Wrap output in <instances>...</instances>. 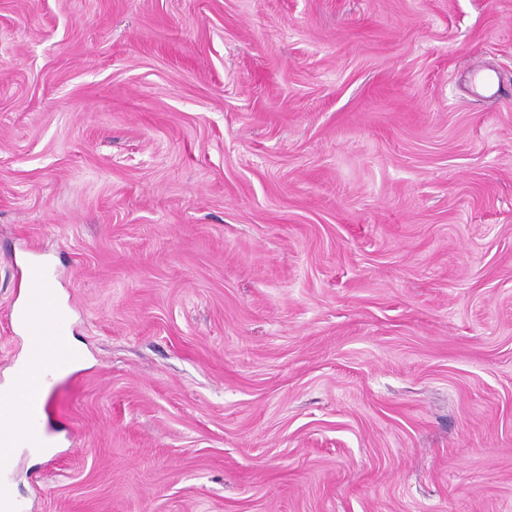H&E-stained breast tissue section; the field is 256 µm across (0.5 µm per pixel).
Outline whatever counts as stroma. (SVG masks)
I'll return each mask as SVG.
<instances>
[{"label": "stroma", "instance_id": "obj_1", "mask_svg": "<svg viewBox=\"0 0 512 512\" xmlns=\"http://www.w3.org/2000/svg\"><path fill=\"white\" fill-rule=\"evenodd\" d=\"M38 258L29 512H512V0H0V384ZM48 279L51 288H46L39 280H29L24 299L9 308L8 318L13 324L26 328V336H29L30 341V357L34 361L48 357L62 363L66 354L57 336H65L67 323L56 316L59 298L52 289L50 273ZM67 348L73 355L71 363L63 368L52 370L45 364H25L24 358L16 365L12 380L6 384L0 391V403L6 402L13 410L17 419L25 413L38 409L43 406L49 389L50 380H58L77 367L85 360V350L72 336L65 339ZM50 407L46 403L41 409L30 412L27 417V423L31 430L39 429L41 426L47 430ZM45 436L49 439L44 429Z\"/></svg>", "mask_w": 512, "mask_h": 512}]
</instances>
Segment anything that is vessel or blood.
<instances>
[{
    "label": "vessel or blood",
    "mask_w": 512,
    "mask_h": 512,
    "mask_svg": "<svg viewBox=\"0 0 512 512\" xmlns=\"http://www.w3.org/2000/svg\"><path fill=\"white\" fill-rule=\"evenodd\" d=\"M58 301L54 289L32 279L26 284L24 299L8 310L9 320L25 327L33 360L48 357L61 363L66 359L58 338L66 334L67 324L56 315ZM0 444L7 447L6 452L0 453V512H25L24 504L12 496L9 486L15 465L13 451L25 447L26 442L21 435L4 432L0 434Z\"/></svg>",
    "instance_id": "b4317fda"
}]
</instances>
